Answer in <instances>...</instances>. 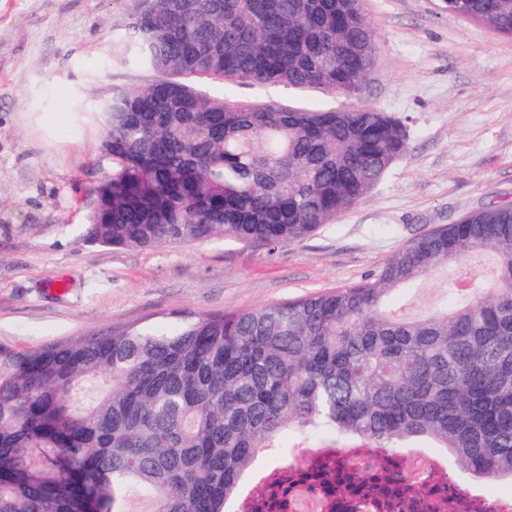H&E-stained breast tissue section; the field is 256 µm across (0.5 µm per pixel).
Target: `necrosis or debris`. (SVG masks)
Listing matches in <instances>:
<instances>
[{"label":"necrosis or debris","instance_id":"obj_1","mask_svg":"<svg viewBox=\"0 0 512 512\" xmlns=\"http://www.w3.org/2000/svg\"><path fill=\"white\" fill-rule=\"evenodd\" d=\"M290 473L284 512H512V492L489 494L480 483L462 487L448 471L444 448H407L383 458L364 446L304 449ZM276 480L273 473L250 474L227 512H262Z\"/></svg>","mask_w":512,"mask_h":512}]
</instances>
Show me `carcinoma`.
<instances>
[{
    "instance_id": "1",
    "label": "carcinoma",
    "mask_w": 512,
    "mask_h": 512,
    "mask_svg": "<svg viewBox=\"0 0 512 512\" xmlns=\"http://www.w3.org/2000/svg\"><path fill=\"white\" fill-rule=\"evenodd\" d=\"M114 50L157 78L98 102L112 172L86 239L113 248L232 239L273 252L353 208L408 150L403 123L356 106L379 46L362 0H129ZM512 37V0H448ZM340 95L347 106L231 100L199 81ZM494 256L478 291L468 255ZM452 269L419 317L396 290ZM448 448L512 477V203L411 240L376 275L247 311L0 349V512H225L281 435Z\"/></svg>"
}]
</instances>
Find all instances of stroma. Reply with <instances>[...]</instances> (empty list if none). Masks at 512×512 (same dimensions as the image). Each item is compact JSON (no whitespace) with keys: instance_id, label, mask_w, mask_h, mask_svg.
I'll use <instances>...</instances> for the list:
<instances>
[{"instance_id":"obj_1","label":"stroma","mask_w":512,"mask_h":512,"mask_svg":"<svg viewBox=\"0 0 512 512\" xmlns=\"http://www.w3.org/2000/svg\"><path fill=\"white\" fill-rule=\"evenodd\" d=\"M379 45L360 102L399 117L409 151L361 203L276 251L210 240L114 250L84 240L112 170L77 119L153 72L113 52L114 0H0V348L28 349L182 315L244 311L349 286L404 245L512 203V38L434 0H363ZM227 97L338 107L343 97L226 85ZM448 271L394 295L411 317L444 301Z\"/></svg>"}]
</instances>
